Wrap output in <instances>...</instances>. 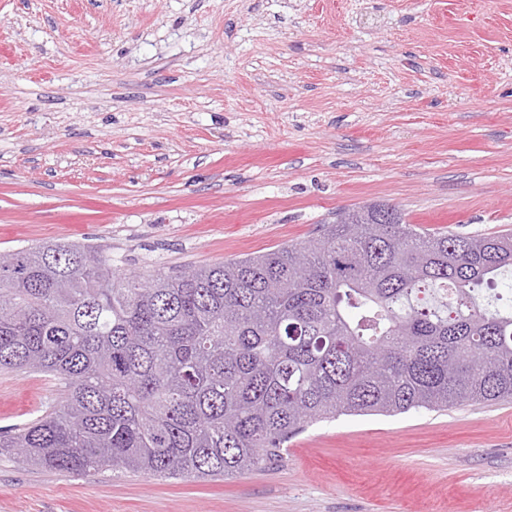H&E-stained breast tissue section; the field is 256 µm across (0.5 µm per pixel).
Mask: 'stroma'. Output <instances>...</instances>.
<instances>
[{
	"mask_svg": "<svg viewBox=\"0 0 512 512\" xmlns=\"http://www.w3.org/2000/svg\"><path fill=\"white\" fill-rule=\"evenodd\" d=\"M374 201L512 231V0H0V253L177 271ZM61 396L0 370V434ZM0 512H512V402L341 415L225 480L0 450Z\"/></svg>",
	"mask_w": 512,
	"mask_h": 512,
	"instance_id": "obj_1",
	"label": "stroma"
}]
</instances>
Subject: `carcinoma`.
<instances>
[{
	"label": "carcinoma",
	"mask_w": 512,
	"mask_h": 512,
	"mask_svg": "<svg viewBox=\"0 0 512 512\" xmlns=\"http://www.w3.org/2000/svg\"><path fill=\"white\" fill-rule=\"evenodd\" d=\"M512 234L420 232L396 205L298 244L120 275L101 246L0 253V369L61 402L0 435L37 467L237 477L309 424L512 398Z\"/></svg>",
	"instance_id": "cac0c4a2"
}]
</instances>
